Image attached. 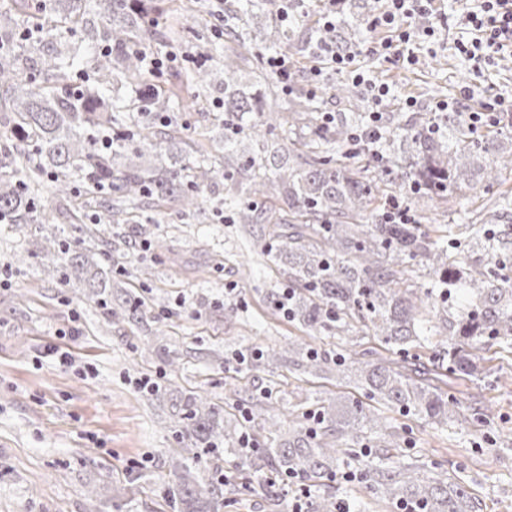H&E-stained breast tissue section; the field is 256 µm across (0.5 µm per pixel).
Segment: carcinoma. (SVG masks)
I'll list each match as a JSON object with an SVG mask.
<instances>
[{"label":"carcinoma","instance_id":"carcinoma-1","mask_svg":"<svg viewBox=\"0 0 512 512\" xmlns=\"http://www.w3.org/2000/svg\"><path fill=\"white\" fill-rule=\"evenodd\" d=\"M162 0H36L0 4V42L12 49L0 54V112L10 117L0 140V212L14 224H38L28 185L54 176L55 192L74 193L80 181L88 194L107 195L105 219L128 224L127 204L147 198L182 201L189 216L201 205L203 187L217 171L205 152L182 151L163 160L176 140L181 101L158 86L146 87L141 54H158L168 40L157 31ZM266 0H224V39L199 38L202 62L184 71L182 82L218 95L216 120L224 126V176L237 191L224 198L234 224H261V252L288 277V320L313 335L338 339V350L288 343V351H306L310 374L355 377L366 401L352 400L334 414L324 403L306 411L283 430L271 419L261 448H244L255 410L237 416L192 390L175 404V427L182 447L172 457L174 480L167 494L176 512H224L225 491L250 489L242 475L258 456L277 476H292L326 494L311 497L308 512H337L331 480L351 455L363 458L359 476L371 493L408 512H479L465 483L436 479L400 461L364 458L365 448L396 447L395 433L373 406L384 402L405 416L434 427L463 425L456 396L442 387L444 378L470 380L483 374L477 351L512 350V277L500 265L512 258V189L504 175L512 154L499 153L509 131L474 132L462 112H425L385 127L373 147L354 138L367 120V101L345 81L333 86L336 98L350 99L349 112L322 121L323 98L308 94L288 99L287 113H274L268 96H278L281 81L264 71L262 61L295 46L293 30L277 14L260 32L258 52L247 58L228 46L251 34V20L265 12ZM351 9L337 12L331 28H309L315 47L332 45L348 53L354 39L345 34ZM131 93L120 95L116 88ZM264 136L262 149L241 150L243 141ZM153 154L157 164L139 159ZM274 184L277 202H268ZM469 188L495 196L494 207L464 212L442 224L421 213V203L444 202ZM402 201L421 220L436 223L435 233L421 224H389L385 213ZM74 229L61 228L41 251L44 275L68 281L87 274L92 297L107 306L112 295L109 272L89 247L71 248ZM465 241L487 258L475 273L464 268L457 251ZM125 237L116 236L102 256L111 264L125 257ZM422 270L421 280L405 277ZM147 304L135 295L123 312L139 322ZM359 336H373L390 353L341 348ZM432 336L434 371L419 365L421 347ZM239 459L238 468L218 479L207 463L219 452Z\"/></svg>","mask_w":512,"mask_h":512}]
</instances>
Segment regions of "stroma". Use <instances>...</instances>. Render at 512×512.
<instances>
[{
	"label": "stroma",
	"instance_id": "35a3bbf8",
	"mask_svg": "<svg viewBox=\"0 0 512 512\" xmlns=\"http://www.w3.org/2000/svg\"><path fill=\"white\" fill-rule=\"evenodd\" d=\"M176 22L180 35L168 49L174 61L155 79L166 90L196 60L195 30L216 24L210 0H191ZM454 32L453 25L441 27L434 53L411 70L360 57L362 68L385 75L391 111L409 96L416 111H431L436 100L473 81L469 63L452 49ZM182 120V140L203 145L223 168L222 125L197 110ZM233 189L216 175L190 220L179 217L173 202L133 208L135 220L152 224L153 232L132 239L126 263L112 270V284L146 300L136 328L108 315L79 283L34 270L44 237L62 226L92 223L102 210L101 196L79 186L75 201H64L46 178L34 200L51 208L50 222L0 223V512H172L166 487L180 442L170 398L150 399L138 386L144 377L162 386L175 378L180 388L219 403L232 392L242 408L273 388L285 426L306 410L313 393L332 404L359 398L354 384H311L285 363L272 372L238 364L242 349L280 352L291 341L332 349L336 341L308 335L277 313L270 287L285 277L261 262L239 225L228 222L224 197ZM20 255L27 267L15 264ZM151 343L175 350L176 366L151 356ZM50 344L69 350L75 366L45 358ZM483 366L487 377L465 382L459 396L470 425L434 429L390 413L401 430L387 454L463 473L482 512H512V449L492 447L502 432H512V353L486 352ZM132 478L137 488L114 498L113 486Z\"/></svg>",
	"mask_w": 512,
	"mask_h": 512
}]
</instances>
